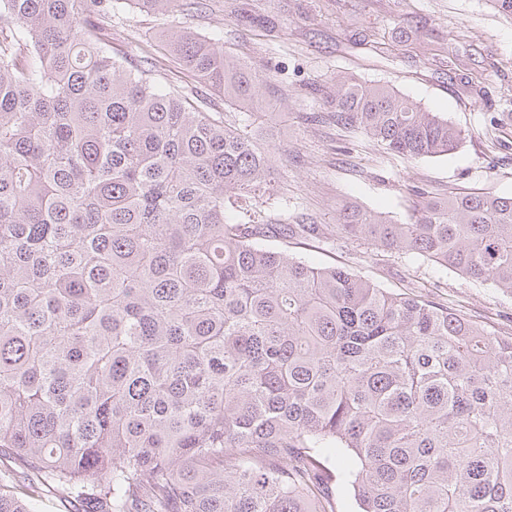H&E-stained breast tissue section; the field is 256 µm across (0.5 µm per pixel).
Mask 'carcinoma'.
I'll return each mask as SVG.
<instances>
[{
    "mask_svg": "<svg viewBox=\"0 0 512 512\" xmlns=\"http://www.w3.org/2000/svg\"><path fill=\"white\" fill-rule=\"evenodd\" d=\"M111 16L0 0V457L26 476L0 472V512L47 488L82 512H512V336L261 245L270 154L112 57ZM170 47L254 104L264 78L216 39ZM322 100L404 159L466 138L388 85L338 75ZM415 195L404 222L348 202L282 234L512 293V196Z\"/></svg>",
    "mask_w": 512,
    "mask_h": 512,
    "instance_id": "1",
    "label": "carcinoma"
}]
</instances>
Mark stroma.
<instances>
[{
  "label": "stroma",
  "instance_id": "35a3bbf8",
  "mask_svg": "<svg viewBox=\"0 0 512 512\" xmlns=\"http://www.w3.org/2000/svg\"><path fill=\"white\" fill-rule=\"evenodd\" d=\"M199 2L187 13L156 16L123 0L104 35L128 68L152 57L164 90L192 94L199 110L221 113L268 149L275 188L264 205L270 223L328 225L348 201L402 221L412 207V186L436 197L512 195V118L489 122L495 112L512 115V17L489 0ZM186 27L220 37L225 51L266 77L255 105L266 115L263 124L247 118L245 108L225 105L222 94L172 61L168 40ZM339 74L393 86L468 136L446 157L390 156L359 130L323 119L318 88ZM266 244L313 265L344 268L390 292L423 296L495 334L512 333V294L415 255L344 241L285 243L275 234Z\"/></svg>",
  "mask_w": 512,
  "mask_h": 512
}]
</instances>
